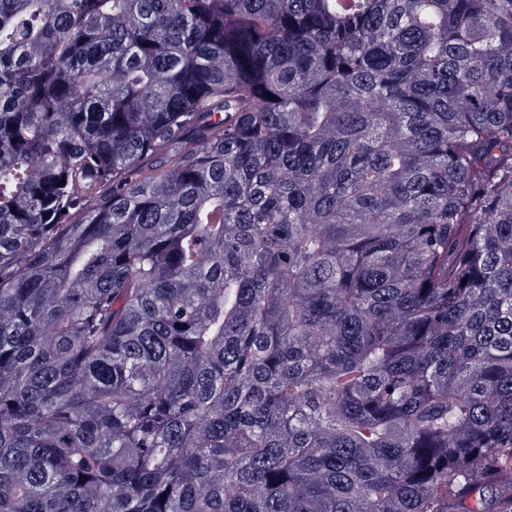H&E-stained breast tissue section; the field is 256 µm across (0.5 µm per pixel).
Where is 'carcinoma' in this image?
<instances>
[{
    "mask_svg": "<svg viewBox=\"0 0 512 512\" xmlns=\"http://www.w3.org/2000/svg\"><path fill=\"white\" fill-rule=\"evenodd\" d=\"M0 512H512V0H0Z\"/></svg>",
    "mask_w": 512,
    "mask_h": 512,
    "instance_id": "cac0c4a2",
    "label": "carcinoma"
}]
</instances>
